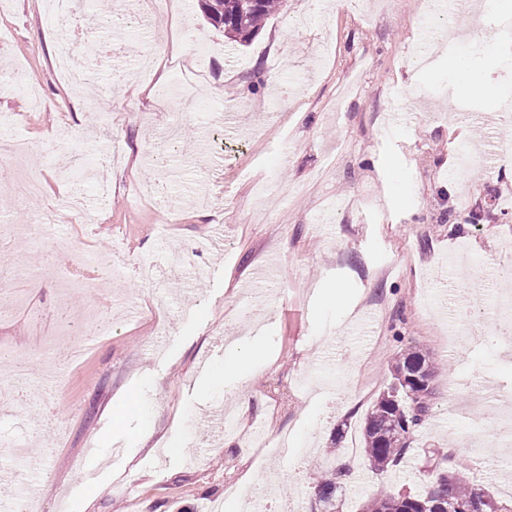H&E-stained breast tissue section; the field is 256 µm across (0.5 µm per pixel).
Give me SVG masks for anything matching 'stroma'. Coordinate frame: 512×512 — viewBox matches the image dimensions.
I'll use <instances>...</instances> for the list:
<instances>
[{
  "label": "stroma",
  "instance_id": "35a3bbf8",
  "mask_svg": "<svg viewBox=\"0 0 512 512\" xmlns=\"http://www.w3.org/2000/svg\"><path fill=\"white\" fill-rule=\"evenodd\" d=\"M46 2L0 0V68L19 65L45 101L34 109L22 94L0 95V121L46 147L18 168L39 180L41 196L12 200L0 217L32 222L77 194L89 221L0 243L25 268L30 254L56 257L29 310L0 309V343L27 362L22 391L34 404L24 412L0 401V512H207L231 485L256 503L318 512V471L344 465L354 478L336 512H363L367 497L421 492L439 455L466 462L474 487L512 506V446L493 427L512 415V338L486 327L512 293V214L469 224L459 207L467 188L485 211L493 194L512 195V170L454 179L461 122L447 118L472 81L483 91L466 107L484 124L469 148L512 130L500 110L512 98V43L491 36L503 14L474 7L471 36L448 32L435 67L420 69L405 59L437 23L425 0H279L256 37L235 47L199 0H179L192 38L148 45L136 40L126 0H112L134 52L100 60L92 90L75 91L57 68L59 37L108 34L96 0L74 20L53 17ZM217 84L223 96L211 94ZM108 85L121 117L114 133L126 142L114 165L92 107ZM400 96L416 125L392 123ZM229 112L241 116L234 139L224 135ZM170 125L181 138L158 144ZM216 224L220 249L209 240ZM66 236L111 253L124 278L65 288L79 265L77 253L55 247ZM447 253L460 258L453 298L468 324L456 338L436 301L446 287L436 263ZM336 284L367 314L366 331L320 307V292ZM64 305L78 320L109 317V335L66 332L40 347L34 326L52 324ZM247 334L270 359L254 369L243 406L221 371ZM401 350L439 368L409 468L382 472L364 461L362 430ZM129 390L140 407L114 424L109 408ZM230 410L242 430L287 439V449L235 438L213 446L196 432ZM476 426L479 457L468 446ZM176 444L182 453H171Z\"/></svg>",
  "mask_w": 512,
  "mask_h": 512
}]
</instances>
